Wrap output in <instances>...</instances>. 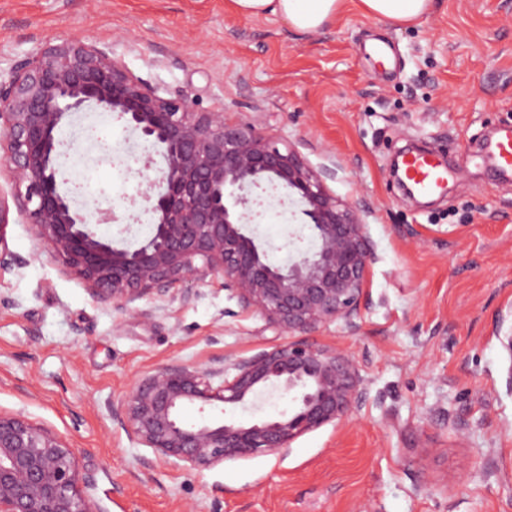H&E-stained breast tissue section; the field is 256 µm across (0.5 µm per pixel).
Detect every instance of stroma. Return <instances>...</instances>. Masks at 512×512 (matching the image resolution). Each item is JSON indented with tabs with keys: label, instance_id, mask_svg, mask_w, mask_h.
Segmentation results:
<instances>
[{
	"label": "stroma",
	"instance_id": "obj_1",
	"mask_svg": "<svg viewBox=\"0 0 512 512\" xmlns=\"http://www.w3.org/2000/svg\"><path fill=\"white\" fill-rule=\"evenodd\" d=\"M72 39L110 47L160 96L254 125L312 167L337 163L329 187L369 203L376 259L360 331L339 321L314 338L357 357L367 398L346 425L287 453L201 473L155 458L109 402L164 364L218 366L279 335L218 278L193 282L188 302L154 295L132 312L98 302L14 215L6 239L25 263L0 269V413L63 438L93 473L102 512H512V356L495 335L512 312V180L461 161L512 127V0H435L401 29L346 0L309 34L241 18L228 0H0V76ZM373 41L390 46L391 66L374 60ZM94 126L88 137L69 122L60 130V188L83 185L89 208L114 215L98 233L136 245L124 227L150 220L136 175L148 154L110 160L131 132L115 119ZM411 145L456 164L442 198L416 204L394 182L391 163ZM276 194L285 203L265 209L258 231L281 264L300 206Z\"/></svg>",
	"mask_w": 512,
	"mask_h": 512
}]
</instances>
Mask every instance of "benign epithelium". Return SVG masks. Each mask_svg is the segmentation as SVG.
<instances>
[{
  "mask_svg": "<svg viewBox=\"0 0 512 512\" xmlns=\"http://www.w3.org/2000/svg\"><path fill=\"white\" fill-rule=\"evenodd\" d=\"M86 108L117 115L164 160L155 179L139 172L153 222L134 248L115 245L91 224L93 217L111 222V212H82L58 188L56 132ZM0 159L19 218L98 301L133 312L137 301L173 289L188 300L189 289L176 285L217 275L243 310L290 336L220 368L162 365L112 403V419L157 457L202 472L258 453H285L301 436L348 421L365 402L355 355L306 339L338 321L357 333L369 300L370 207L329 190L326 180L336 169H312L294 148H280L251 124L227 122L221 110L197 112L184 98L157 95L109 48L81 40L46 47L0 80ZM264 183L297 197L307 218L297 239L307 235L314 243L284 264L269 260L245 212L247 192ZM9 212L0 195L1 269L24 264L7 245ZM496 336L512 355V323L504 316ZM269 386L288 394V412L251 421L226 415ZM196 405L220 414L184 422L182 411ZM94 488L60 436L21 414H0V512H101Z\"/></svg>",
  "mask_w": 512,
  "mask_h": 512,
  "instance_id": "obj_1",
  "label": "benign epithelium"
}]
</instances>
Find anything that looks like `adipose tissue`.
I'll list each match as a JSON object with an SVG mask.
<instances>
[{
  "label": "adipose tissue",
  "instance_id": "ef3b65f1",
  "mask_svg": "<svg viewBox=\"0 0 512 512\" xmlns=\"http://www.w3.org/2000/svg\"><path fill=\"white\" fill-rule=\"evenodd\" d=\"M368 18L389 24L418 23L431 9L432 0H360ZM246 18L274 16L299 32H315L336 18L345 0H232Z\"/></svg>",
  "mask_w": 512,
  "mask_h": 512
}]
</instances>
